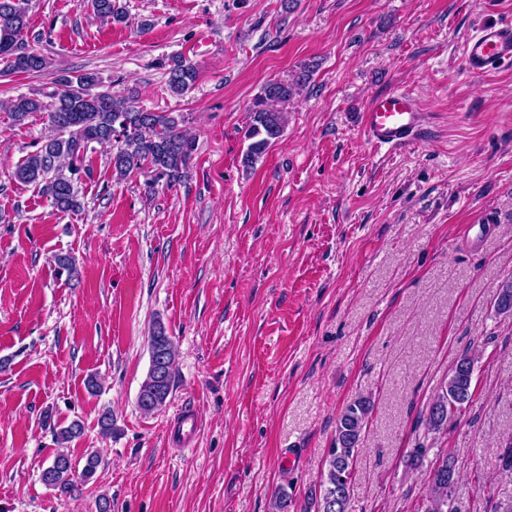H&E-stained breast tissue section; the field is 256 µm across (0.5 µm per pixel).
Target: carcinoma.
<instances>
[{
    "label": "carcinoma",
    "instance_id": "1",
    "mask_svg": "<svg viewBox=\"0 0 512 512\" xmlns=\"http://www.w3.org/2000/svg\"><path fill=\"white\" fill-rule=\"evenodd\" d=\"M94 15L102 21L123 23L126 14L118 0H90ZM28 27L25 0H0V76L15 73H39L50 65L44 55L22 47V33ZM169 91L180 96L194 85L195 64L184 57H172L167 68ZM312 69L301 67L287 82L267 83L250 109L251 120L244 138L249 141L243 164L253 166L281 136L286 124V106L309 83ZM61 89L47 104L37 97L18 96L6 104L7 114L15 125H23L40 113L51 128V135L40 148L27 154L13 172L15 181L34 184L61 213L83 208L78 183L90 176L87 153L93 143L110 147L109 166L116 179L133 173L146 177L145 187L153 191L161 183L170 186L181 181L189 168L194 140L186 128V117L180 112H153L140 109L129 97H120L103 88L94 73L65 76ZM149 349L150 366L142 382L137 403L149 399L146 413L160 411L172 393L176 376V349L166 327L154 324ZM169 360L170 369L158 379L155 360ZM474 358L461 354L448 372L441 393L429 404L420 424L429 433L447 425L448 417L472 402ZM374 411L370 396H359L347 404L336 423L335 446L328 449L319 491L314 493L313 512H354L352 480L355 461L361 451L362 435ZM101 457L96 452L86 455L82 468L64 451L56 452L43 468L41 480L47 486L71 489L77 480L91 479ZM456 467L452 458L444 456L431 472L423 512H455L451 492L456 483Z\"/></svg>",
    "mask_w": 512,
    "mask_h": 512
}]
</instances>
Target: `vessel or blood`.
I'll list each match as a JSON object with an SVG mask.
<instances>
[{
	"mask_svg": "<svg viewBox=\"0 0 512 512\" xmlns=\"http://www.w3.org/2000/svg\"><path fill=\"white\" fill-rule=\"evenodd\" d=\"M466 69L489 75L512 65V20L481 24L463 45ZM424 114L411 94L389 90L375 95L361 114V125L376 147L396 149L412 141L421 131Z\"/></svg>",
	"mask_w": 512,
	"mask_h": 512,
	"instance_id": "obj_1",
	"label": "vessel or blood"
}]
</instances>
